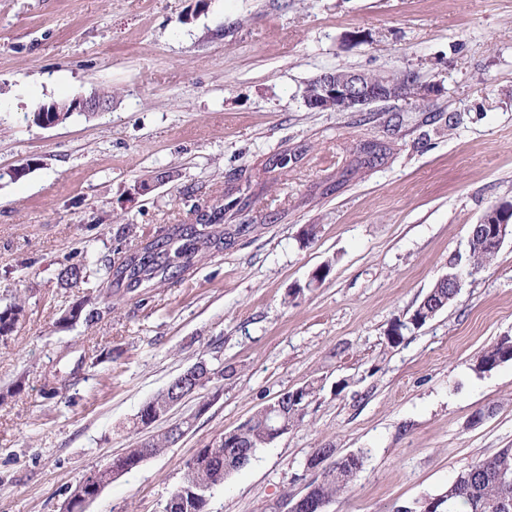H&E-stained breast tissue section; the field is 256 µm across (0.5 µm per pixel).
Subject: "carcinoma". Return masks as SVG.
<instances>
[{
  "label": "carcinoma",
  "mask_w": 512,
  "mask_h": 512,
  "mask_svg": "<svg viewBox=\"0 0 512 512\" xmlns=\"http://www.w3.org/2000/svg\"><path fill=\"white\" fill-rule=\"evenodd\" d=\"M214 244L210 234L196 232L194 227L181 229L180 234H167L148 242L139 251L124 258L119 263H107L101 267L87 264H73L61 272L65 283L87 284L95 279L100 281L99 294L104 298L107 309H112L113 297L120 291L134 292L160 279L164 280L173 271L186 268L192 257ZM433 297L423 298L412 311V315L426 323L437 314L432 305ZM25 317V301L15 300L0 309V340L8 339ZM512 361V336H502L490 344L476 359L473 369L485 373L500 364ZM191 377L182 389L169 385L157 392L146 402L138 413V423L154 418L167 409L176 397L189 398L198 393L207 383L224 380V371L212 370L204 362L195 363L184 370ZM319 387L306 383L298 387L297 398L286 399L278 396L280 409L277 412L279 422L290 428L298 420L296 411L306 409ZM268 407H263L246 421L238 425L240 434L233 437L234 444L228 445L224 435L220 434L198 449L186 463L181 484L167 499L163 512H208L213 492L224 486V482L235 472L249 465L258 449L269 444ZM192 426L186 418L168 425L163 431L149 436L145 440L149 455L156 457L177 444ZM144 453L140 448H129L123 454L112 458L110 468L98 475H86L76 487L80 495L93 497L101 484L112 483V479L139 467L143 463ZM363 466V453L340 461V474L315 479L308 486V497L330 502L346 493L357 478ZM512 476V448H502L494 456L473 461L459 471L440 496L446 505L444 512H498L495 504L504 498L512 500V484L505 485L501 475Z\"/></svg>",
  "instance_id": "carcinoma-1"
}]
</instances>
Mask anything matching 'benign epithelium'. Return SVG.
<instances>
[{
    "instance_id": "benign-epithelium-1",
    "label": "benign epithelium",
    "mask_w": 512,
    "mask_h": 512,
    "mask_svg": "<svg viewBox=\"0 0 512 512\" xmlns=\"http://www.w3.org/2000/svg\"><path fill=\"white\" fill-rule=\"evenodd\" d=\"M431 92L433 86L421 82L412 71L398 79L391 74L373 78L364 71L336 69L316 76L305 88L304 101L309 109L319 112H361L378 101L425 98ZM110 110L111 106L93 91L56 104L49 111L41 110L38 124L54 127L60 124L64 112L94 114ZM508 237L512 238V205H499L485 211L479 222L472 226L468 247L487 250L486 261L491 263ZM463 286L464 278L457 272L440 276L434 284L436 288H449L455 293ZM325 506L326 503L304 494L291 503L283 502L278 512H325Z\"/></svg>"
}]
</instances>
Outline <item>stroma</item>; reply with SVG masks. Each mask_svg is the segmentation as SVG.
<instances>
[{"label": "stroma", "instance_id": "1", "mask_svg": "<svg viewBox=\"0 0 512 512\" xmlns=\"http://www.w3.org/2000/svg\"><path fill=\"white\" fill-rule=\"evenodd\" d=\"M336 68L411 70L434 91L311 111L306 84ZM100 88L111 111L33 123L39 104ZM504 203L512 0H0V308L26 299L0 342V512H61L91 469L189 416L177 445L85 509L162 512L199 448L310 382L303 421L209 512H274L306 492L327 443L366 458L326 512H395L512 448V361L472 369L512 336V239L475 273L467 248ZM219 207L223 243L184 272L95 322L59 324L90 291L64 285L63 268L120 262ZM327 262L325 282L289 298ZM452 268L468 274L454 302L389 345L390 323ZM200 361L233 368L220 397L136 426Z\"/></svg>", "mask_w": 512, "mask_h": 512}]
</instances>
